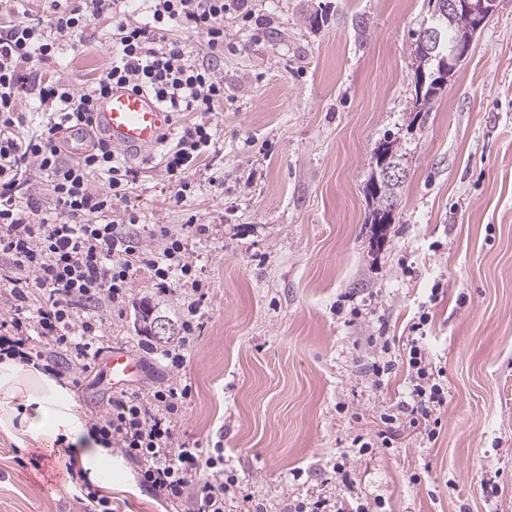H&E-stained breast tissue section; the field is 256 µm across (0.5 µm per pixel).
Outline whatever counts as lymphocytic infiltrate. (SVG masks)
Segmentation results:
<instances>
[{
    "label": "lymphocytic infiltrate",
    "instance_id": "1",
    "mask_svg": "<svg viewBox=\"0 0 512 512\" xmlns=\"http://www.w3.org/2000/svg\"><path fill=\"white\" fill-rule=\"evenodd\" d=\"M47 21L14 15L0 26V257L11 260L16 273L0 279V298L13 315L0 336V352L28 363L43 351L25 345L40 338L58 357L56 375L86 370L101 352L100 310L115 307L138 271L166 282L172 265L191 275L183 254L187 241L205 235L202 224L180 230L155 225V247L141 245L132 233L135 215L115 218L137 172L103 140L93 142L77 158L65 151L64 135L86 132L98 101L112 88L151 96L178 117L192 112L195 122L182 126L166 147L163 163L177 185L176 202L192 188L189 173L214 145L211 114L224 104V79L214 59L224 54V16L229 11L250 18L249 0H141L145 16L137 18L127 0H48ZM112 15V64L90 87L76 91L60 81L43 79L39 67L56 57L58 36L82 31L103 13ZM180 29L199 36L209 60L172 38ZM35 95L44 117L40 128L28 125L20 107L24 95ZM45 176L55 209L38 214L26 203L30 167ZM98 173L101 187L89 176ZM409 399L399 414L383 418L378 438L388 447L387 426L403 423L424 428L434 439L431 419L448 394L429 363L419 338L406 346ZM190 387L172 386L148 393L123 391L109 398L90 428L105 447L122 449L140 462L141 476L166 499L192 492L193 512H224V495L237 484L222 470L223 456L180 442L176 415Z\"/></svg>",
    "mask_w": 512,
    "mask_h": 512
}]
</instances>
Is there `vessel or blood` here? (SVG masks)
Wrapping results in <instances>:
<instances>
[{
  "label": "vessel or blood",
  "instance_id": "b4317fda",
  "mask_svg": "<svg viewBox=\"0 0 512 512\" xmlns=\"http://www.w3.org/2000/svg\"><path fill=\"white\" fill-rule=\"evenodd\" d=\"M170 123V113L149 96L119 87L98 102L94 113L97 132L113 148L126 154L155 149ZM104 362L106 373L117 388L141 370L138 361L122 352L105 355Z\"/></svg>",
  "mask_w": 512,
  "mask_h": 512
}]
</instances>
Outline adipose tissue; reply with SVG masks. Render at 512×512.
I'll return each mask as SVG.
<instances>
[{"label": "adipose tissue", "instance_id": "ef3b65f1", "mask_svg": "<svg viewBox=\"0 0 512 512\" xmlns=\"http://www.w3.org/2000/svg\"><path fill=\"white\" fill-rule=\"evenodd\" d=\"M0 428L18 431L30 447L48 452L60 442L79 448L78 467L111 487L112 469L103 463L108 450L78 415L71 392L12 357L0 359Z\"/></svg>", "mask_w": 512, "mask_h": 512}]
</instances>
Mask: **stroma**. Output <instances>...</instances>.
<instances>
[{"mask_svg":"<svg viewBox=\"0 0 512 512\" xmlns=\"http://www.w3.org/2000/svg\"><path fill=\"white\" fill-rule=\"evenodd\" d=\"M229 13L224 106L185 202L160 150L138 171L122 212L208 232L190 242L200 292L179 268L148 273L120 309L102 311L104 349L139 358L127 391L191 385L179 436L222 446L238 485L224 512H512V0L474 38L429 112L414 115L411 45L428 0H252ZM112 16L65 37L45 77L91 85L112 62ZM394 140L405 177L383 235L368 221L373 150ZM203 316L182 369L149 353L142 306ZM428 313L422 346L448 386L435 440L404 429L392 448L360 451L380 417L409 397L404 349ZM390 346L373 377L370 337ZM85 421L113 391L99 364L69 383ZM112 512H190L159 497L140 464L112 451ZM344 466L349 483L336 472ZM45 452L0 429V512H91L103 490L71 469L50 481Z\"/></svg>","mask_w":512,"mask_h":512,"instance_id":"stroma-1","label":"stroma"}]
</instances>
